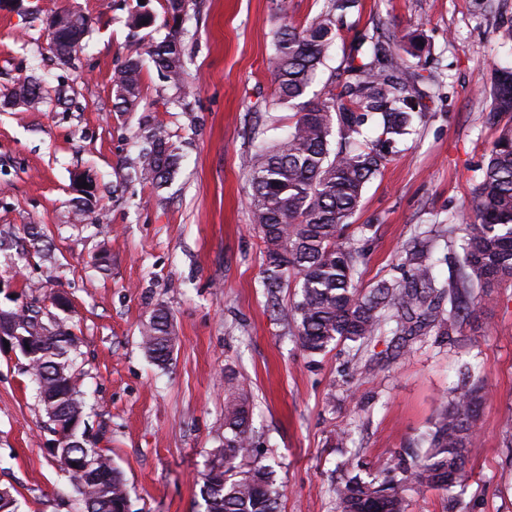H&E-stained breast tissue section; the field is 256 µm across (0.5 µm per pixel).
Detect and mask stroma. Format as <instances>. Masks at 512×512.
Listing matches in <instances>:
<instances>
[{
    "label": "stroma",
    "mask_w": 512,
    "mask_h": 512,
    "mask_svg": "<svg viewBox=\"0 0 512 512\" xmlns=\"http://www.w3.org/2000/svg\"><path fill=\"white\" fill-rule=\"evenodd\" d=\"M137 0H0V94L39 74L64 89L71 107L49 99L39 110L0 109V306L47 302L67 293L77 338L75 368L86 402L85 437L124 474L134 512H205L201 472L224 443V375L248 393L260 461L284 486L281 512H336L330 488L359 453L376 473L433 419L440 400L469 369L488 400L480 436L468 450L466 480L446 493L406 491L407 512H512V286L476 309L469 347L429 335L392 358L391 335L359 351L345 345L309 356L285 316L299 283L289 279L271 309L263 286V244L252 224L240 167L254 137H281L288 108H272L269 67L282 21L305 25L325 0H196L184 36L189 108L166 103L153 66L142 97L183 155L167 188L129 182L140 145L138 112L114 107L111 77L145 44L127 18ZM70 10L91 25L89 46L72 65L49 62L46 17ZM512 23V0H360L344 21L315 93L334 78L345 52L380 25L420 37L437 80L425 120L370 180L345 236L365 254L359 285L399 276L402 246L439 231L470 206L487 145L484 86L512 48L496 29ZM96 179L93 224L73 223L75 171ZM42 226L47 256L23 255L29 227ZM107 249L112 262L92 257ZM165 309L176 337L166 368L139 344L153 310ZM371 369L357 374L356 364ZM338 429L350 432L336 443ZM56 436L39 403L27 360L0 351V488L19 512H83L70 474L53 454Z\"/></svg>",
    "instance_id": "stroma-1"
}]
</instances>
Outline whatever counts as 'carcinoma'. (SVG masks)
Listing matches in <instances>:
<instances>
[{
	"instance_id": "1",
	"label": "carcinoma",
	"mask_w": 512,
	"mask_h": 512,
	"mask_svg": "<svg viewBox=\"0 0 512 512\" xmlns=\"http://www.w3.org/2000/svg\"><path fill=\"white\" fill-rule=\"evenodd\" d=\"M359 0H328L326 11L307 25L283 24L270 58L275 77L274 103L296 108L286 136L256 145L244 160L252 194L253 224L263 242L272 301L295 276L301 280L290 315L295 337L310 355L339 343H364L388 321L394 357L405 354L420 336H453L463 331L476 307L495 300L494 289L512 284V66L494 69L487 122L498 135L486 160L470 208L450 219L460 233L462 256L441 282L421 242L403 248L402 275L381 280L362 292L355 284L361 252L342 242L357 211L366 183L381 173L398 139L412 133L424 117L431 77L411 35L398 36L376 26L362 34L343 60L323 96H309L323 59L336 40L339 23L358 8ZM189 0H164L169 31L147 45L146 54L173 91L171 102L189 95L184 33ZM56 12L46 19L49 51L62 65L82 51L90 34L84 15ZM153 16L140 3L129 14V27H151ZM140 56L128 57L112 76L115 108L135 112L142 102ZM10 108L37 110L45 98L41 78L28 75L6 95ZM376 137H363V127ZM143 145L126 174L130 181L161 189L180 168L181 156L161 124L145 122ZM96 192L78 197L75 219L92 220ZM9 335L21 337L38 385V398L53 426L65 427L84 416V392L73 370L75 341L65 318L32 306L2 309ZM141 344L158 366L171 360L174 347L168 313L155 310L141 331ZM224 462L201 473L205 512H279L283 495L274 472L264 465L240 470L252 452L249 397L233 377L224 378ZM486 401L480 382L448 392L435 420L417 437L419 451L396 456L376 475L349 476L332 486L337 512H407L409 488L451 491L466 477V449L477 436V417ZM70 474L86 512H133L130 492L112 458L69 438L54 448Z\"/></svg>"
}]
</instances>
